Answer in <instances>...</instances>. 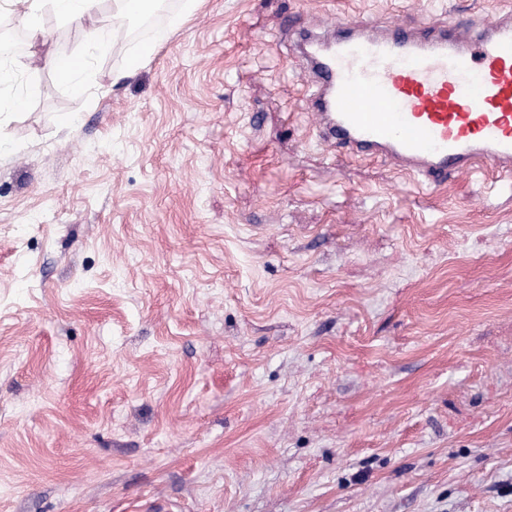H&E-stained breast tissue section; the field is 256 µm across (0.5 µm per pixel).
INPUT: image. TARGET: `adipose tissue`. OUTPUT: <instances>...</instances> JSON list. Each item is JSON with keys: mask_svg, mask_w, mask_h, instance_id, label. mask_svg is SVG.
Returning a JSON list of instances; mask_svg holds the SVG:
<instances>
[{"mask_svg": "<svg viewBox=\"0 0 512 512\" xmlns=\"http://www.w3.org/2000/svg\"><path fill=\"white\" fill-rule=\"evenodd\" d=\"M110 2V10H103V2ZM149 6L152 0H0V15H8L24 28L30 44H38L44 37L43 18L53 14L60 22L83 27L87 31L90 53L101 56L110 48L111 17L132 18V2ZM52 70L71 92L85 93L90 85L85 55L62 53L47 55L41 64L33 60L12 61L10 68L0 67V88L6 86L14 73L37 76L40 68Z\"/></svg>", "mask_w": 512, "mask_h": 512, "instance_id": "obj_1", "label": "adipose tissue"}]
</instances>
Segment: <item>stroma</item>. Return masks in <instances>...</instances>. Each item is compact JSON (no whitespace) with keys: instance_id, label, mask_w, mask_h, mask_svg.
I'll return each instance as SVG.
<instances>
[{"instance_id":"1","label":"stroma","mask_w":512,"mask_h":512,"mask_svg":"<svg viewBox=\"0 0 512 512\" xmlns=\"http://www.w3.org/2000/svg\"><path fill=\"white\" fill-rule=\"evenodd\" d=\"M512 0H201L115 29L0 145V512H512V181L319 141L306 20ZM38 54L81 52L46 16ZM198 3V0L182 1L179 12L171 18L169 25L166 28L159 30L150 42L141 46L135 60L127 70L123 72L124 77L128 78L133 76L137 61L150 56L156 47L168 38L169 32L175 26L182 24L184 20L196 10Z\"/></svg>"}]
</instances>
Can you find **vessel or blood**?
<instances>
[{"mask_svg": "<svg viewBox=\"0 0 512 512\" xmlns=\"http://www.w3.org/2000/svg\"><path fill=\"white\" fill-rule=\"evenodd\" d=\"M320 139L435 190L512 174V16L484 23L336 20L297 32Z\"/></svg>", "mask_w": 512, "mask_h": 512, "instance_id": "1", "label": "vessel or blood"}]
</instances>
